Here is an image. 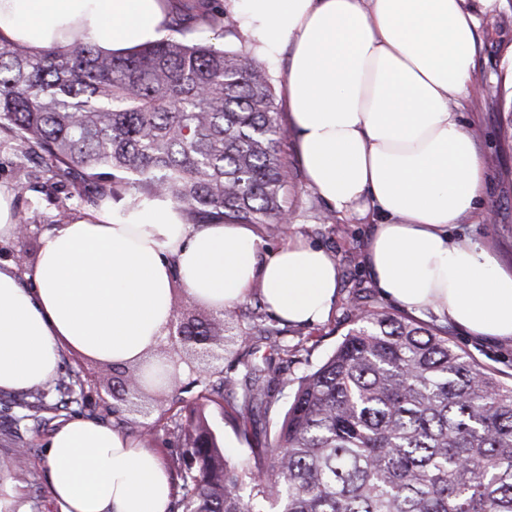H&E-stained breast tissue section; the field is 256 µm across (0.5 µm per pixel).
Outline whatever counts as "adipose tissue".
<instances>
[{"mask_svg":"<svg viewBox=\"0 0 512 512\" xmlns=\"http://www.w3.org/2000/svg\"><path fill=\"white\" fill-rule=\"evenodd\" d=\"M466 0H243L254 53L291 47L283 78L308 183L370 221L365 262L381 294L478 338L512 341V271L453 225L479 207L487 166L452 101L468 98L477 19ZM164 0H0V36L34 49L92 37L129 52L165 36ZM335 260L295 238L273 254L251 224H190L163 197L105 202L40 238L26 278L0 266V392L58 375L62 351L116 366L168 342L172 284L221 312L260 288L291 324L325 321ZM60 512H169L159 457L98 421L48 445Z\"/></svg>","mask_w":512,"mask_h":512,"instance_id":"adipose-tissue-1","label":"adipose tissue"}]
</instances>
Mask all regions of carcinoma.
Instances as JSON below:
<instances>
[{
  "label": "carcinoma",
  "instance_id": "1",
  "mask_svg": "<svg viewBox=\"0 0 512 512\" xmlns=\"http://www.w3.org/2000/svg\"><path fill=\"white\" fill-rule=\"evenodd\" d=\"M224 12L183 0L168 34L126 54L81 36L35 51L0 38V127L60 179L166 197L190 224L284 228L288 129L271 74ZM276 353L279 322L258 325ZM219 408L248 445L233 460L199 419L175 424L195 465L170 463L172 512H512V382L448 337V326L365 304L319 367L305 373L271 441L256 414L283 369L245 364Z\"/></svg>",
  "mask_w": 512,
  "mask_h": 512
}]
</instances>
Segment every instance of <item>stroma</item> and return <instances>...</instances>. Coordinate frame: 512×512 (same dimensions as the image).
<instances>
[{
    "mask_svg": "<svg viewBox=\"0 0 512 512\" xmlns=\"http://www.w3.org/2000/svg\"><path fill=\"white\" fill-rule=\"evenodd\" d=\"M478 38L475 46V95L465 103L463 119L473 128L474 145L488 163L482 212L467 217L460 231L492 252L502 267L512 270V138H505L503 123L512 111V0H495L491 8L475 6ZM293 183L288 193L291 220L285 231L270 230L264 238L267 251H274L288 239L303 238L322 246L340 270L338 295L328 319L319 325L289 327L283 343L295 355L284 378L270 386L278 394L268 413L259 414L260 429H273L297 388V379L321 364L334 350L348 327L353 304L390 307L382 297L365 264V248L370 226L357 219L323 223L326 202L308 185L296 149H289ZM0 189L14 196L18 223L28 225L26 236L0 243V262H8L18 273H25L35 262L39 240L56 224L78 219L87 212L71 181L50 178L40 159L21 155L10 135L0 132ZM450 338L478 361L494 369L512 372V343L479 341L456 326H449ZM180 358L189 370L178 379L176 391L147 389L140 404L148 408L147 418L154 435L148 449L164 460L185 456L170 422L171 416L186 418L202 386L195 371L192 350H182ZM139 366L116 367L111 363L63 351L59 380L80 379L85 399L67 409L65 417L43 422L26 417L28 393L0 394V512H59L48 481L47 444L52 433L65 421L76 418L96 420L117 429L137 422L130 403L108 404L114 384L138 375Z\"/></svg>",
    "mask_w": 512,
    "mask_h": 512,
    "instance_id": "obj_1",
    "label": "stroma"
}]
</instances>
